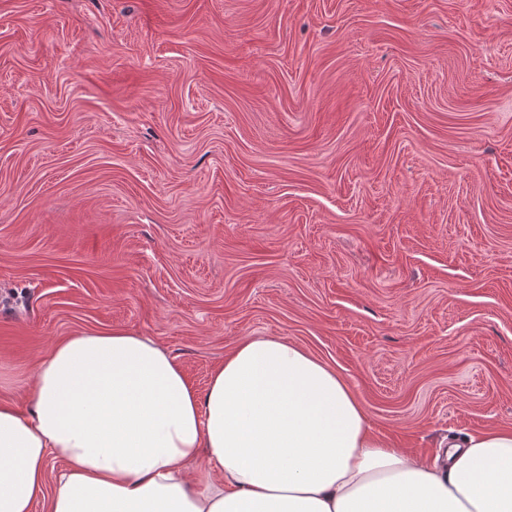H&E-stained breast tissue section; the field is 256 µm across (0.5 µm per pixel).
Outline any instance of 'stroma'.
I'll use <instances>...</instances> for the list:
<instances>
[{"instance_id": "stroma-1", "label": "stroma", "mask_w": 512, "mask_h": 512, "mask_svg": "<svg viewBox=\"0 0 512 512\" xmlns=\"http://www.w3.org/2000/svg\"><path fill=\"white\" fill-rule=\"evenodd\" d=\"M246 336L434 459L512 429V0H0V400L77 332Z\"/></svg>"}]
</instances>
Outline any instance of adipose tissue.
<instances>
[{
  "label": "adipose tissue",
  "instance_id": "adipose-tissue-1",
  "mask_svg": "<svg viewBox=\"0 0 512 512\" xmlns=\"http://www.w3.org/2000/svg\"><path fill=\"white\" fill-rule=\"evenodd\" d=\"M52 458L49 512H512V429L415 457L278 337L242 339L201 391L153 340L69 336L0 402V512H32Z\"/></svg>",
  "mask_w": 512,
  "mask_h": 512
}]
</instances>
